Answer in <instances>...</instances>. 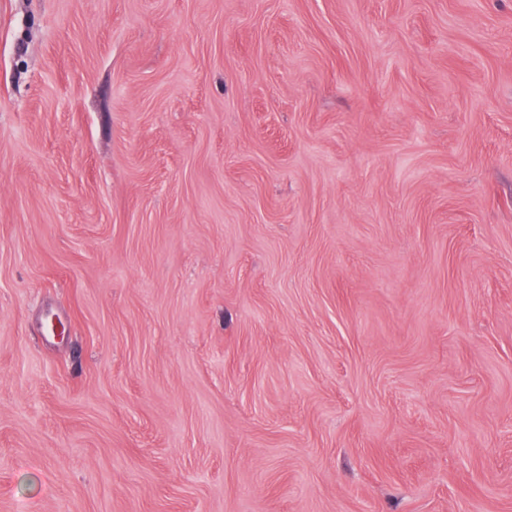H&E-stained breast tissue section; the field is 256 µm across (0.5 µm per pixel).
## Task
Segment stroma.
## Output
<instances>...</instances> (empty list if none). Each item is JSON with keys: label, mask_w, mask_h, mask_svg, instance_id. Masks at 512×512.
Here are the masks:
<instances>
[{"label": "stroma", "mask_w": 512, "mask_h": 512, "mask_svg": "<svg viewBox=\"0 0 512 512\" xmlns=\"http://www.w3.org/2000/svg\"><path fill=\"white\" fill-rule=\"evenodd\" d=\"M0 512H512V0H0Z\"/></svg>", "instance_id": "1"}]
</instances>
